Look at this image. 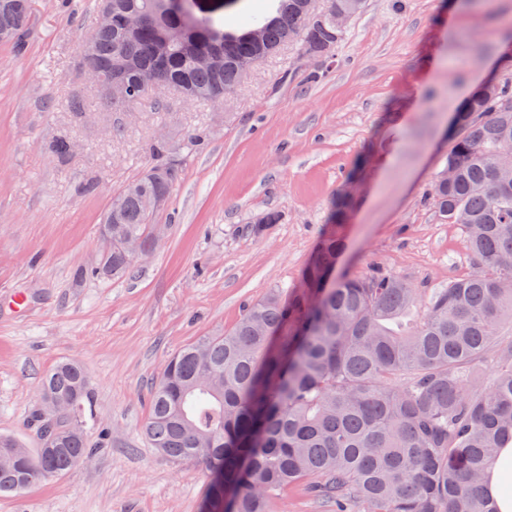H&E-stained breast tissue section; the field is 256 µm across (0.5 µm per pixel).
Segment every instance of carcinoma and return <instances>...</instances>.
Masks as SVG:
<instances>
[{
	"mask_svg": "<svg viewBox=\"0 0 512 512\" xmlns=\"http://www.w3.org/2000/svg\"><path fill=\"white\" fill-rule=\"evenodd\" d=\"M274 12L222 30L208 17H180L172 0H95V22L79 67L103 85L128 87L131 105L159 75L190 102L222 100L281 46L326 58L341 39L336 14L358 15L365 0H273ZM31 0H0V42L22 55ZM112 12V25L100 17ZM144 13L137 31L117 19ZM445 168L430 194L460 227L472 270L428 289L375 269L331 278L340 245L323 239L304 269L301 291H276L250 305L234 330L190 343L165 365L143 432L169 458L200 459L210 475L206 504L224 494L231 512H267L289 486L350 512H498L483 484L499 450L512 445V85L479 88L456 113ZM44 149L66 161L77 144L58 133ZM176 148L151 143V163L104 216L107 249L80 276L123 278L134 249L155 248L153 214L168 202ZM491 369V375L483 367ZM77 359L42 378L31 420L38 448L0 434V495L56 477L94 455L87 441L94 395ZM59 417L41 419L46 401Z\"/></svg>",
	"mask_w": 512,
	"mask_h": 512,
	"instance_id": "obj_1",
	"label": "carcinoma"
}]
</instances>
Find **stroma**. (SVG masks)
<instances>
[{
	"instance_id": "stroma-1",
	"label": "stroma",
	"mask_w": 512,
	"mask_h": 512,
	"mask_svg": "<svg viewBox=\"0 0 512 512\" xmlns=\"http://www.w3.org/2000/svg\"><path fill=\"white\" fill-rule=\"evenodd\" d=\"M92 25V0H32L25 54L0 43V433L35 445L40 378L76 358L95 393L96 450L0 496V512H203L204 465L166 457L142 434L167 361L231 332L270 291L299 286L331 234L338 277L382 268L436 288L470 272L465 235L428 198L461 89L479 72L512 83V0H366L330 58L288 44L221 103L151 94L129 121L77 67ZM75 95L90 101L85 117L68 109ZM58 132L79 145L64 165L40 148ZM193 133L206 140L175 157L151 257L118 280H78L77 268L99 263L101 216L146 168L151 141L177 146ZM268 211L279 223L260 224ZM16 294L26 309L12 308Z\"/></svg>"
}]
</instances>
